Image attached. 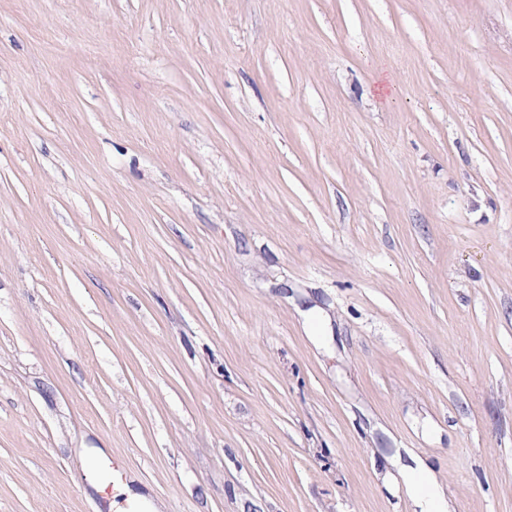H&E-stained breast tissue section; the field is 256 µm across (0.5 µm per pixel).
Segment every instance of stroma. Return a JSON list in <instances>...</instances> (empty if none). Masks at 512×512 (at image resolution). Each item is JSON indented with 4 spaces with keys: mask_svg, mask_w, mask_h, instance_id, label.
I'll list each match as a JSON object with an SVG mask.
<instances>
[{
    "mask_svg": "<svg viewBox=\"0 0 512 512\" xmlns=\"http://www.w3.org/2000/svg\"><path fill=\"white\" fill-rule=\"evenodd\" d=\"M399 448L512 512V0H0V512H413Z\"/></svg>",
    "mask_w": 512,
    "mask_h": 512,
    "instance_id": "obj_1",
    "label": "stroma"
}]
</instances>
